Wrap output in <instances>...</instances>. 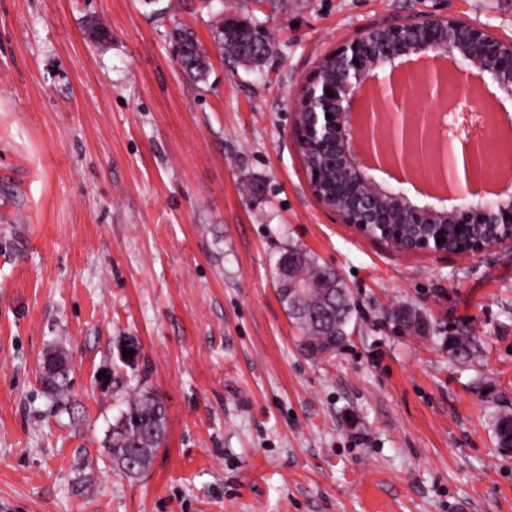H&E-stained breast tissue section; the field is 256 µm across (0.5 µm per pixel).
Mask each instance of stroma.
I'll list each match as a JSON object with an SVG mask.
<instances>
[{
  "instance_id": "obj_1",
  "label": "stroma",
  "mask_w": 512,
  "mask_h": 512,
  "mask_svg": "<svg viewBox=\"0 0 512 512\" xmlns=\"http://www.w3.org/2000/svg\"><path fill=\"white\" fill-rule=\"evenodd\" d=\"M229 14L273 53L218 50ZM412 15L512 41V0H0V512H512L492 428L512 412V240L414 253L362 236L313 196L291 137L324 56ZM291 247L355 300L335 357L301 353L276 295ZM398 306L424 332L388 320ZM452 336L480 357L451 358ZM139 383L166 437L131 478L106 434ZM172 38L180 48L179 64L183 71L193 79L202 80L206 74V63L199 60V52L203 54L200 43L195 35L184 28H175Z\"/></svg>"
}]
</instances>
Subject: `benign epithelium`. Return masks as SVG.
<instances>
[{
	"instance_id": "benign-epithelium-1",
	"label": "benign epithelium",
	"mask_w": 512,
	"mask_h": 512,
	"mask_svg": "<svg viewBox=\"0 0 512 512\" xmlns=\"http://www.w3.org/2000/svg\"><path fill=\"white\" fill-rule=\"evenodd\" d=\"M448 16L414 18L364 32L329 54L336 77L320 68L307 75L298 90L292 137L299 150L315 149L322 164L336 169L344 187H361L376 201L365 216L357 211L337 212L342 223L367 235L366 225L383 224L382 236L389 245L406 252H446L448 243L425 237L411 245L392 224H505L512 227V189L488 190L475 203H464L471 193L456 185L460 203L447 206L428 195L420 203L405 188L415 186L407 176L391 187L373 172L400 163L413 152L438 145V162L447 157L456 136H434L431 129L412 124L415 95L405 90L402 67L442 58L448 65L423 76L438 94H447L452 80L474 81L489 96L512 100V43H505L484 28L466 25Z\"/></svg>"
}]
</instances>
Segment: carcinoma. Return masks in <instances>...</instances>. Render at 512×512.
<instances>
[{
    "mask_svg": "<svg viewBox=\"0 0 512 512\" xmlns=\"http://www.w3.org/2000/svg\"><path fill=\"white\" fill-rule=\"evenodd\" d=\"M172 38L180 48L179 64L190 77L202 80L206 63L199 60L200 43L195 35L175 28ZM215 42L225 52L233 48L243 50L242 56L260 62L269 56L273 48L271 39L256 24H245L233 18H222L216 27ZM409 240L429 236L436 231L448 233V248L460 249L470 239L482 238L492 231L507 237V228L496 229L487 224H474L464 233L450 224H404ZM277 296L298 332L300 350L310 358L332 357L344 345L349 333L355 304L349 289L336 271L322 265L302 248H289L281 254L275 273ZM389 316L399 326L419 328L416 317L404 308L390 311ZM448 353L456 360L470 361L479 355L469 336H452L448 340ZM494 429L502 453H512V414L494 417ZM166 435L165 409L158 397L145 387H137L125 401L107 432L108 448L112 461L127 475H139L146 471L153 454L161 446Z\"/></svg>",
    "mask_w": 512,
    "mask_h": 512,
    "instance_id": "carcinoma-1",
    "label": "carcinoma"
}]
</instances>
